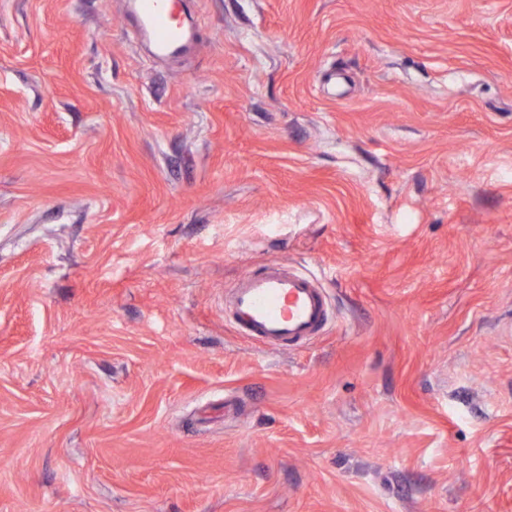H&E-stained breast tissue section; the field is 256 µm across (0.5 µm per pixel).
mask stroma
<instances>
[{
  "label": "stroma",
  "instance_id": "1",
  "mask_svg": "<svg viewBox=\"0 0 512 512\" xmlns=\"http://www.w3.org/2000/svg\"><path fill=\"white\" fill-rule=\"evenodd\" d=\"M190 7L0 0V512H512V0ZM136 13V34L158 60L178 57L196 44L198 33L181 20L183 3L178 0H131ZM229 317L251 336L290 346L318 334L328 319L320 283L286 264L242 277L229 299Z\"/></svg>",
  "mask_w": 512,
  "mask_h": 512
}]
</instances>
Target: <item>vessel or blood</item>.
Wrapping results in <instances>:
<instances>
[{
  "label": "vessel or blood",
  "mask_w": 512,
  "mask_h": 512,
  "mask_svg": "<svg viewBox=\"0 0 512 512\" xmlns=\"http://www.w3.org/2000/svg\"><path fill=\"white\" fill-rule=\"evenodd\" d=\"M136 34L156 59L185 53L198 33L183 22L181 0H132ZM229 316L250 335L273 346H290L318 334L328 319L327 296L320 283L298 269L273 264L242 277L229 299Z\"/></svg>",
  "instance_id": "1"
}]
</instances>
